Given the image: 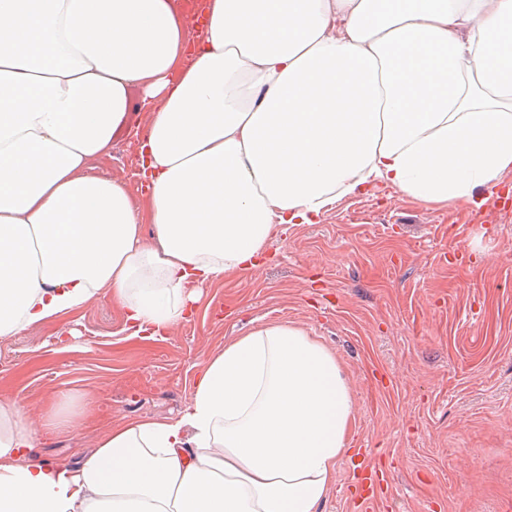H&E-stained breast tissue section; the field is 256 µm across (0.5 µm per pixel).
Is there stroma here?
I'll return each mask as SVG.
<instances>
[{
	"label": "stroma",
	"instance_id": "stroma-1",
	"mask_svg": "<svg viewBox=\"0 0 512 512\" xmlns=\"http://www.w3.org/2000/svg\"><path fill=\"white\" fill-rule=\"evenodd\" d=\"M135 111L90 175L125 181L139 212ZM262 323H291L331 349L354 402L349 445L322 512H512V205L429 208L346 198L272 237L257 271L206 286L163 336L134 335L104 296L22 336L0 338V401L40 417L63 392L90 402L73 433L37 456L80 463L131 418L176 415L200 366ZM381 474L361 502V464Z\"/></svg>",
	"mask_w": 512,
	"mask_h": 512
}]
</instances>
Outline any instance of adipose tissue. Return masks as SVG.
I'll list each match as a JSON object with an SVG mask.
<instances>
[{"label":"adipose tissue","instance_id":"obj_1","mask_svg":"<svg viewBox=\"0 0 512 512\" xmlns=\"http://www.w3.org/2000/svg\"><path fill=\"white\" fill-rule=\"evenodd\" d=\"M0 0V337L110 296L152 337L279 226L382 187L434 207L512 176V0ZM149 214L91 176L131 109ZM151 237H144V223ZM0 403V512H321L354 409L335 354L290 323L225 344L165 421L103 433Z\"/></svg>","mask_w":512,"mask_h":512}]
</instances>
